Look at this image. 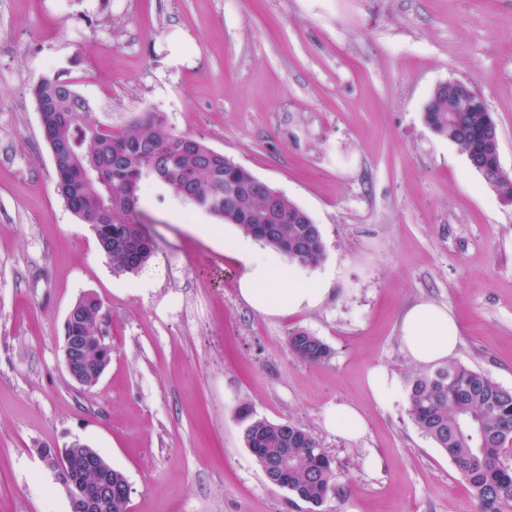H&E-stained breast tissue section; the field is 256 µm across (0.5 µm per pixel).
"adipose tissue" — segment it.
<instances>
[{"mask_svg":"<svg viewBox=\"0 0 512 512\" xmlns=\"http://www.w3.org/2000/svg\"><path fill=\"white\" fill-rule=\"evenodd\" d=\"M225 252L242 261L238 280L240 297L256 312L284 316L317 306L327 294V282L306 276L271 248H258L251 239L228 237ZM403 351L416 363L429 365L451 357L458 345L459 327L447 309L421 301L404 314L400 323Z\"/></svg>","mask_w":512,"mask_h":512,"instance_id":"adipose-tissue-1","label":"adipose tissue"}]
</instances>
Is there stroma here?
Masks as SVG:
<instances>
[{
	"mask_svg": "<svg viewBox=\"0 0 512 512\" xmlns=\"http://www.w3.org/2000/svg\"><path fill=\"white\" fill-rule=\"evenodd\" d=\"M58 74L118 127L158 112L307 211L330 291L279 317L239 296L227 224L152 183L139 207L156 248L113 274L57 194L32 88ZM460 79L499 122L512 174V0H0V512H69L46 448L79 439L131 487L129 512H315L269 483L241 409L309 430L338 490L316 512H476L448 457L409 416L424 368L401 347L418 301L458 322L453 362L512 390V203L424 122ZM101 300L112 349L85 390L63 362L64 322ZM305 329L332 354L297 359ZM397 382L385 406L368 373ZM367 430L330 433L328 408ZM326 424L337 436L356 439L367 429L365 417L349 403L330 407L325 415Z\"/></svg>",
	"mask_w": 512,
	"mask_h": 512,
	"instance_id": "1",
	"label": "stroma"
}]
</instances>
